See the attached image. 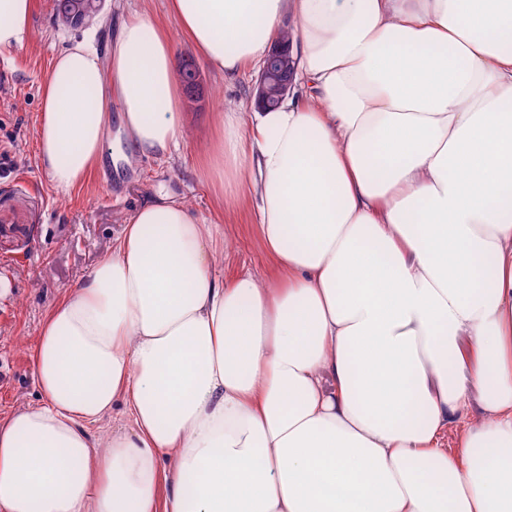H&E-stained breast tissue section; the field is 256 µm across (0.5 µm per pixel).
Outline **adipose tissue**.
Returning a JSON list of instances; mask_svg holds the SVG:
<instances>
[{
    "label": "adipose tissue",
    "mask_w": 512,
    "mask_h": 512,
    "mask_svg": "<svg viewBox=\"0 0 512 512\" xmlns=\"http://www.w3.org/2000/svg\"><path fill=\"white\" fill-rule=\"evenodd\" d=\"M36 5L0 0V48ZM170 10L58 52L42 167L68 194L115 126L126 163L172 156L176 37L232 79L290 33L292 92L225 112L200 170L275 277L225 282L175 193L126 216L41 324L39 402L0 417V512H512V0Z\"/></svg>",
    "instance_id": "adipose-tissue-1"
}]
</instances>
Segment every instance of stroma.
Listing matches in <instances>:
<instances>
[{"mask_svg":"<svg viewBox=\"0 0 512 512\" xmlns=\"http://www.w3.org/2000/svg\"><path fill=\"white\" fill-rule=\"evenodd\" d=\"M133 11L173 23L169 0H106L103 19L71 29L58 23L54 0H38L29 40L22 48L0 52V277L10 282L9 295L0 298V414L37 401L30 349L46 310L111 250L124 217L158 189L184 195L205 219L223 216L225 281L245 272L274 274L260 244L254 209L224 205L197 174L215 134L220 104L251 99L257 69L226 80L186 41H178V58L193 59L204 82L199 101L182 106L186 137L178 152L119 165L112 186L96 174L66 195L56 192L41 169L39 96L53 57L76 38L106 48L121 17Z\"/></svg>","mask_w":512,"mask_h":512,"instance_id":"35a3bbf8","label":"stroma"}]
</instances>
